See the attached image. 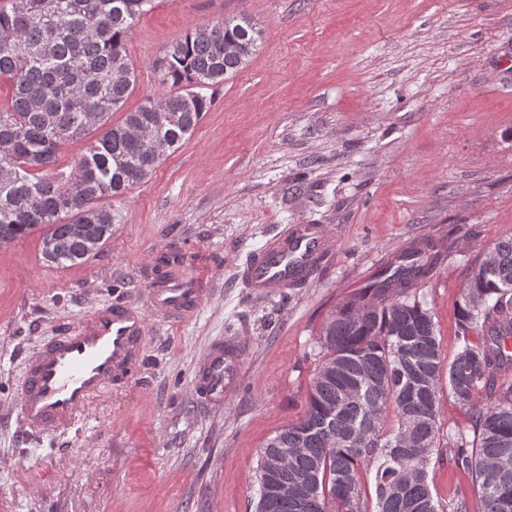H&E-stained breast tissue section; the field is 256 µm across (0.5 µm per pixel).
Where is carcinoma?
<instances>
[{"mask_svg":"<svg viewBox=\"0 0 512 512\" xmlns=\"http://www.w3.org/2000/svg\"><path fill=\"white\" fill-rule=\"evenodd\" d=\"M154 4L0 0V83L10 85L0 102V242L39 231L46 263H83L112 238L102 200L150 177L209 111L200 89L257 51L261 31L245 14L195 29L155 62L175 91L114 125L137 84L126 42ZM226 40L237 53H224ZM82 139L68 169L57 167L61 148ZM76 224L94 225L91 238L77 236ZM447 257L433 245L406 249L325 322L302 420L260 451L255 512H469L465 494L444 504L432 493L428 467L442 446L480 488L483 512H512V238L471 269L450 362L415 292ZM444 384L469 426L442 445ZM281 453L285 467L269 470Z\"/></svg>","mask_w":512,"mask_h":512,"instance_id":"carcinoma-1","label":"carcinoma"}]
</instances>
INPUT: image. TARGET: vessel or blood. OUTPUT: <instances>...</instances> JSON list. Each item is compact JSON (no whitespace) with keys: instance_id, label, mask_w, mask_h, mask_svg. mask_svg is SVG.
Instances as JSON below:
<instances>
[{"instance_id":"vessel-or-blood-1","label":"vessel or blood","mask_w":512,"mask_h":512,"mask_svg":"<svg viewBox=\"0 0 512 512\" xmlns=\"http://www.w3.org/2000/svg\"><path fill=\"white\" fill-rule=\"evenodd\" d=\"M336 249L330 225L289 224L251 256L243 279L254 298H269L309 283ZM149 265L156 275L148 286L147 308L122 302L98 308L45 339L25 359L18 409L31 433L50 435L72 428L94 401L134 377L143 359L147 312L182 321L207 300L205 263L196 249L155 250ZM241 353L239 345L219 340L201 359L193 389L210 410H223L227 396L239 388Z\"/></svg>"}]
</instances>
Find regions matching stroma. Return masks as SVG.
I'll return each instance as SVG.
<instances>
[{"label": "stroma", "mask_w": 512, "mask_h": 512, "mask_svg": "<svg viewBox=\"0 0 512 512\" xmlns=\"http://www.w3.org/2000/svg\"><path fill=\"white\" fill-rule=\"evenodd\" d=\"M239 14L262 31L256 54L207 89L191 138L113 200L99 252L56 268L39 234L0 247V512H254L259 453L303 416L320 327L410 244L452 246L418 294L445 355L459 350L470 269L512 237V0H156L126 45L138 79L124 111L169 93L154 64L173 42ZM313 223L333 225L334 261L253 298V252L280 225ZM162 246L207 255L211 299L179 323L149 314L138 375L78 429L25 434V356L96 308L146 307L145 259ZM218 339L243 345L241 385L211 412L192 379ZM428 480L482 512L445 454Z\"/></svg>", "instance_id": "35a3bbf8"}]
</instances>
